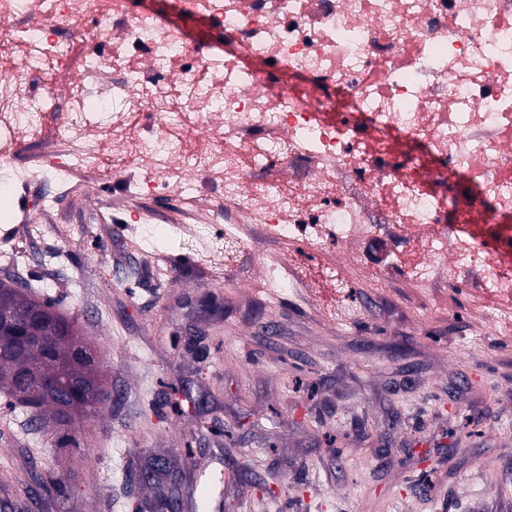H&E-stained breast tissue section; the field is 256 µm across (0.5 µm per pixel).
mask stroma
I'll return each mask as SVG.
<instances>
[{"label": "stroma", "instance_id": "1", "mask_svg": "<svg viewBox=\"0 0 512 512\" xmlns=\"http://www.w3.org/2000/svg\"><path fill=\"white\" fill-rule=\"evenodd\" d=\"M44 192L0 169V280L59 300L116 399L61 448L55 424L27 434L0 394L14 512H159L164 478L138 479L157 459L181 512H512V324L484 335L491 300L466 278L376 275L361 240L341 283L275 292L263 272L292 249L260 226L216 276L204 247L144 237L199 224L177 195L109 183L44 211ZM157 253L190 262L161 278ZM18 476L65 493L25 497Z\"/></svg>", "mask_w": 512, "mask_h": 512}]
</instances>
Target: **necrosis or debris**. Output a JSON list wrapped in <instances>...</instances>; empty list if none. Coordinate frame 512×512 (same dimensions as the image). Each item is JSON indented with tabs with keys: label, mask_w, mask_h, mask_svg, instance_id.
Returning a JSON list of instances; mask_svg holds the SVG:
<instances>
[{
	"label": "necrosis or debris",
	"mask_w": 512,
	"mask_h": 512,
	"mask_svg": "<svg viewBox=\"0 0 512 512\" xmlns=\"http://www.w3.org/2000/svg\"><path fill=\"white\" fill-rule=\"evenodd\" d=\"M180 25L122 0H0V139L42 131V85L66 73L61 153L21 178L69 182L81 168L155 192L170 177L212 212L195 237L247 249L241 226L300 244L315 267L329 243L376 237L371 207L417 246L393 265L432 282L440 263L512 297V266L451 238L449 223L512 216V0H176ZM208 20L222 58L196 51L184 23ZM111 31H104V22ZM78 23L100 49L73 61L60 26ZM26 76H19L18 65ZM421 143L396 152L390 132ZM258 172L248 183L244 170Z\"/></svg>",
	"instance_id": "4bbe7bcc"
}]
</instances>
